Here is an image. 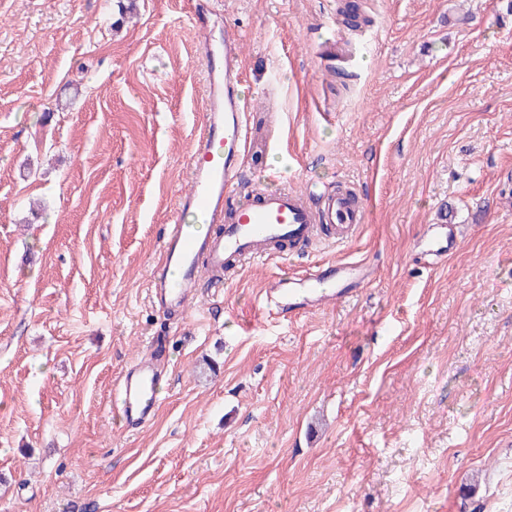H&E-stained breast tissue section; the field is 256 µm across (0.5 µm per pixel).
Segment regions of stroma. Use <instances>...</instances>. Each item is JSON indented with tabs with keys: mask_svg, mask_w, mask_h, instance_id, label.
Here are the masks:
<instances>
[{
	"mask_svg": "<svg viewBox=\"0 0 512 512\" xmlns=\"http://www.w3.org/2000/svg\"><path fill=\"white\" fill-rule=\"evenodd\" d=\"M354 2L358 32L345 0H137L117 30L110 0H0V512H512V0ZM228 29L246 180L348 183L366 222L183 318L149 277ZM336 261L373 275L267 318L269 278ZM150 357L129 431L114 390ZM163 376L155 359L142 358L119 377L115 400L128 430L152 420L159 402L156 388Z\"/></svg>",
	"mask_w": 512,
	"mask_h": 512,
	"instance_id": "35a3bbf8",
	"label": "stroma"
}]
</instances>
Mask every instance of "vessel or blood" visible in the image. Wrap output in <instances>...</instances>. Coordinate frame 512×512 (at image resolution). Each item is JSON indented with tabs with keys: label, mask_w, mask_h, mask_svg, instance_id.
I'll use <instances>...</instances> for the list:
<instances>
[{
	"label": "vessel or blood",
	"mask_w": 512,
	"mask_h": 512,
	"mask_svg": "<svg viewBox=\"0 0 512 512\" xmlns=\"http://www.w3.org/2000/svg\"><path fill=\"white\" fill-rule=\"evenodd\" d=\"M202 66L206 93L191 146L192 187L180 201L150 276L152 295L164 309L186 307L202 270L215 272L213 285L220 288L225 267L239 269L255 260L283 257L285 247L309 245L322 229L342 244L366 221L365 208L352 189L325 192L316 202L288 187L237 199L248 153L239 36L226 35L223 49L206 50ZM187 212L196 215L197 224L213 225L214 233L199 236L196 225L185 223ZM364 276L361 264L336 262L277 277L266 288L265 308L272 318L307 314L323 308L328 298L347 295L345 281ZM162 377L152 358L138 360L119 377L115 400L126 428L152 420Z\"/></svg>",
	"instance_id": "vessel-or-blood-1"
}]
</instances>
